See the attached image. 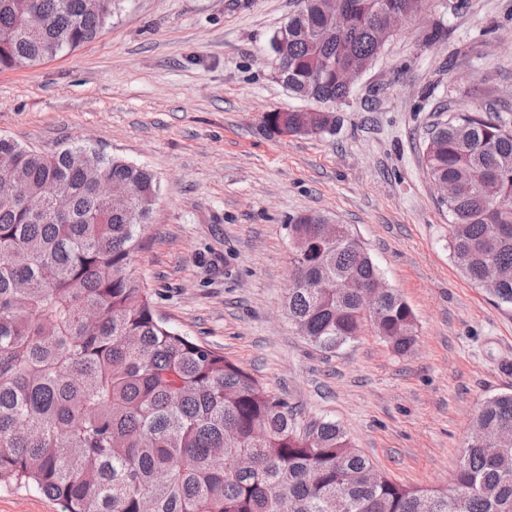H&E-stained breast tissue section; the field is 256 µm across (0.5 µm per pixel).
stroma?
I'll return each mask as SVG.
<instances>
[{
  "label": "stroma",
  "mask_w": 512,
  "mask_h": 512,
  "mask_svg": "<svg viewBox=\"0 0 512 512\" xmlns=\"http://www.w3.org/2000/svg\"><path fill=\"white\" fill-rule=\"evenodd\" d=\"M298 0H121L98 37L0 69V136L50 155L76 142L154 172L134 267L175 330L252 373L298 413L333 420L391 480L448 488L471 420L512 393V307L451 256L448 210L423 160L428 131L490 108L512 128V0H426L391 35L320 136H267L301 107L269 39ZM329 213L410 306L416 342L372 329L333 352L283 309L291 218ZM0 512H61L0 483Z\"/></svg>",
  "instance_id": "1"
}]
</instances>
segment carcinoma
I'll return each instance as SVG.
<instances>
[{
    "label": "carcinoma",
    "instance_id": "cac0c4a2",
    "mask_svg": "<svg viewBox=\"0 0 512 512\" xmlns=\"http://www.w3.org/2000/svg\"><path fill=\"white\" fill-rule=\"evenodd\" d=\"M119 0H0V69L27 68L91 41ZM335 30L324 0H304L270 38L284 46L278 79L313 104L271 111L296 136L336 127L333 105L350 94L340 68L369 67L382 50L376 29L418 0H344ZM48 16L52 25L38 26ZM86 144L43 155L0 137V482L31 485L63 512H512V394L482 403L452 486L411 488L374 478L344 429L320 421L298 430L288 403L250 372L172 329L132 267L160 186L151 171L114 156L95 166ZM451 218V251L474 283L489 259L504 278L488 292L512 306V128L490 112L437 125L425 150ZM22 179L26 195L12 184ZM109 179L128 195L112 209L96 192ZM67 198V215L53 209ZM294 283L288 320L312 345L333 351L369 325L404 354L414 314L386 289L377 321L356 297L310 287L319 279L369 281L363 245L325 214L289 225ZM240 457L250 460L236 468Z\"/></svg>",
    "mask_w": 512,
    "mask_h": 512
}]
</instances>
